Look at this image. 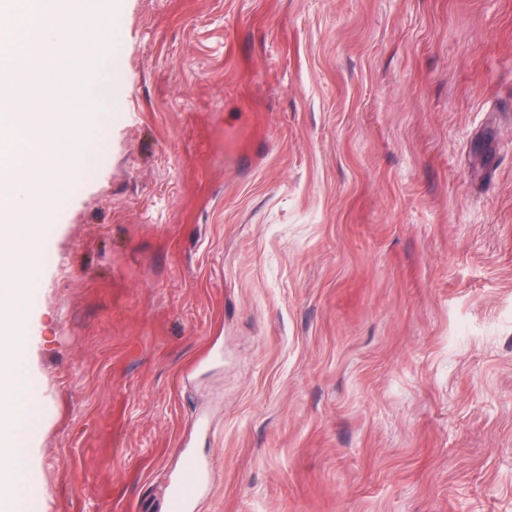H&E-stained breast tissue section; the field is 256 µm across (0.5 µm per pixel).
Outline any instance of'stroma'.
Here are the masks:
<instances>
[{
  "instance_id": "35a3bbf8",
  "label": "stroma",
  "mask_w": 512,
  "mask_h": 512,
  "mask_svg": "<svg viewBox=\"0 0 512 512\" xmlns=\"http://www.w3.org/2000/svg\"><path fill=\"white\" fill-rule=\"evenodd\" d=\"M94 13L35 512H512V0ZM210 484V472L206 465L194 460L186 463L177 477L169 498L170 512H190L196 497Z\"/></svg>"
}]
</instances>
